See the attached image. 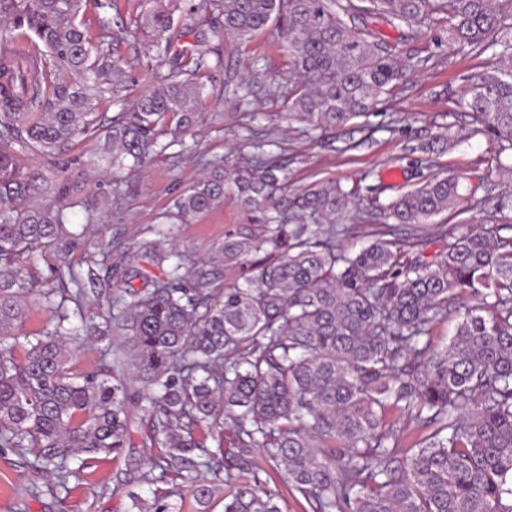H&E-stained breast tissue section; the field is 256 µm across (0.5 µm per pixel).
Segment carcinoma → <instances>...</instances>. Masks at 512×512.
<instances>
[{"label": "carcinoma", "mask_w": 512, "mask_h": 512, "mask_svg": "<svg viewBox=\"0 0 512 512\" xmlns=\"http://www.w3.org/2000/svg\"><path fill=\"white\" fill-rule=\"evenodd\" d=\"M94 4L92 32L80 19L87 0H0V447L33 456L63 487L74 451L120 457L139 413L144 447L157 449L141 481L160 470L190 490L198 512H211L220 494L224 512H282L260 488L256 448L307 512H512V224L459 235L441 225L448 242L432 262L385 232L354 255L336 245L364 223L430 224L455 209L453 172L386 203L363 178L288 195L275 127H251L243 164L208 162L166 217L186 223L231 193L258 229L226 232L224 263L260 251L270 259L218 290L160 232L132 257L158 268L174 257L171 269L130 270L103 307L86 302L112 285V240L70 231L69 210L107 223L125 198L123 180L107 189L24 162L35 155L79 171L73 149L92 141L110 169L129 157L145 164L163 132L191 130L203 98L224 95L203 77L223 65L227 46L270 26L283 35L285 102L288 118L303 124L298 135L329 132L342 151L354 150L362 144L354 121L435 58L403 59L357 21L381 16L411 38L438 15L458 51H492L494 62L468 74L453 103L468 110L470 135L490 139L496 162L512 151V0H141L133 26L112 16L114 0ZM187 17L193 40L184 43ZM130 37L154 54L153 85L130 111L109 116L99 106L123 102L132 64L120 47ZM452 139L439 126L406 150L439 158ZM361 199L371 209H358ZM490 199L512 209V194L494 184L471 207ZM345 217L351 223H340ZM90 248L86 272L62 270ZM38 303L51 327L20 336ZM440 314L458 321L447 348L432 354ZM85 336L105 344L109 360L78 370ZM394 412L429 433L404 447ZM227 424L235 446L226 449ZM129 498L139 512H175L166 494L148 509L138 494Z\"/></svg>", "instance_id": "1"}]
</instances>
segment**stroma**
<instances>
[{
  "label": "stroma",
  "mask_w": 512,
  "mask_h": 512,
  "mask_svg": "<svg viewBox=\"0 0 512 512\" xmlns=\"http://www.w3.org/2000/svg\"><path fill=\"white\" fill-rule=\"evenodd\" d=\"M370 31L373 38L397 46L402 56L424 57L436 50L442 56L437 66L412 75L395 97L373 111L367 119L369 139L357 150L339 153L330 134L319 130L311 137L295 139L287 122H280L279 136L288 149L289 192L320 180L333 179L348 187L364 178L381 186L383 199H390L412 186L413 157L405 150L408 139L426 128L448 125L457 133L458 142L438 159L436 167L454 171L463 200L483 197L486 187L499 180L497 169L488 161L492 147L484 137L469 136L470 117L447 98L448 90L460 87L464 76L483 65V58L437 49L438 40L447 36L445 23L439 21L423 28L412 40L407 37L406 27L382 21L371 25ZM279 44L278 34L271 27L254 42L226 52L223 68L209 73L213 83L225 86L223 100L203 105L193 131L177 137L162 136L163 151L153 154L145 166L130 164L122 170L127 194L122 207L113 211L106 229L112 239L115 277L125 273V249L154 238L162 214L181 191L200 177L205 160L220 157L228 166L240 161L238 147L247 136L240 126L241 113L282 112L283 100L276 96L275 89L283 83L288 61ZM244 81L249 82L251 93L242 99L235 88ZM501 221L495 205L489 203L461 215H439L421 228L396 225L391 239L396 243L419 239V251L429 261L444 249L437 225H446L457 234L467 225H494ZM242 222L235 201L228 198L223 206L203 217L173 225L171 234L180 251L203 261L212 274L214 287L226 288L241 282L249 269L264 260L263 254L257 253L249 256L246 266L225 265L217 245L226 230ZM144 439V426L134 422L131 446L120 458L88 460L86 467L69 477L63 487L54 486L44 470L30 467L28 458L13 449L0 448V512H131L129 491H136L149 501L155 490L165 487L161 481L153 486L140 481L142 462L148 454Z\"/></svg>",
  "instance_id": "stroma-1"
}]
</instances>
